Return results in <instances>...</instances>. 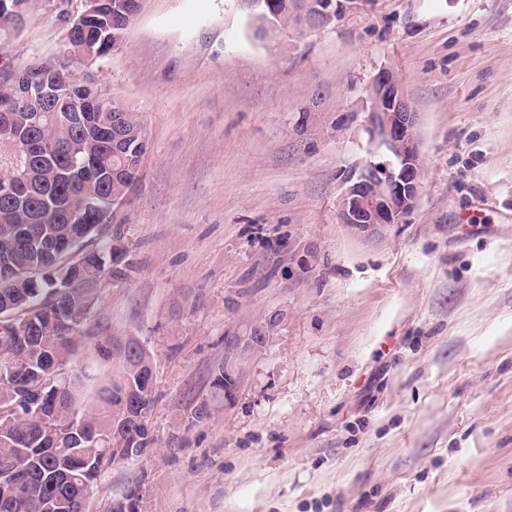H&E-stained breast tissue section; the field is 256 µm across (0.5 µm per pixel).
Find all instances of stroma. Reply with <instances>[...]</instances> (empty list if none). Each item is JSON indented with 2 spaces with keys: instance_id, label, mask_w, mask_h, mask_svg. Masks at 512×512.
<instances>
[{
  "instance_id": "obj_1",
  "label": "stroma",
  "mask_w": 512,
  "mask_h": 512,
  "mask_svg": "<svg viewBox=\"0 0 512 512\" xmlns=\"http://www.w3.org/2000/svg\"><path fill=\"white\" fill-rule=\"evenodd\" d=\"M82 10L34 0L0 65L61 55ZM74 66L149 139L107 237L135 269L93 284L73 362L91 407L120 366L96 343L144 346L152 443L101 472L89 512H512V0H351L302 34L231 0H144ZM383 69L417 114L421 188L367 233L336 209L388 158Z\"/></svg>"
}]
</instances>
